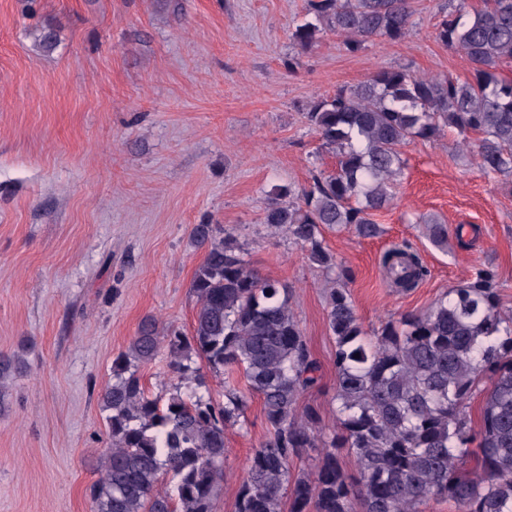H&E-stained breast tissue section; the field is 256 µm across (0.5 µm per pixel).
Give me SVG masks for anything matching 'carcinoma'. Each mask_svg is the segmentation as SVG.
<instances>
[{
  "label": "carcinoma",
  "mask_w": 512,
  "mask_h": 512,
  "mask_svg": "<svg viewBox=\"0 0 512 512\" xmlns=\"http://www.w3.org/2000/svg\"><path fill=\"white\" fill-rule=\"evenodd\" d=\"M308 15L293 33L301 46L329 32L355 52L370 40L404 37L412 5L308 0ZM435 39L462 55L470 77L382 69L313 101L305 118L336 165L312 174L308 188L274 189L263 211V223L335 272L327 292L336 343L332 429L315 407L301 405L322 374L289 289L261 275L232 235L197 224L193 239L205 255L191 283V334L143 322L100 392L109 445L89 488L93 512H214L224 431L246 425L253 395L268 436L250 458L235 512H420L432 496L453 501L458 512H512V311L502 307L494 272L478 271L422 312L390 317L369 339L346 288L349 271L323 238L332 225L377 236L372 212L393 199L402 146L446 128L484 173L512 177V79L500 75L512 64V0L479 7L458 0ZM425 224L434 245L447 247L448 226ZM381 265L401 291L427 273L407 245L386 250ZM163 347L179 383L157 398L140 368ZM197 357L215 373L242 371L246 390L227 385L222 401L200 392ZM476 398L475 422L469 405ZM345 454L356 473L344 469ZM310 455L313 468L292 474L290 459Z\"/></svg>",
  "instance_id": "carcinoma-1"
}]
</instances>
